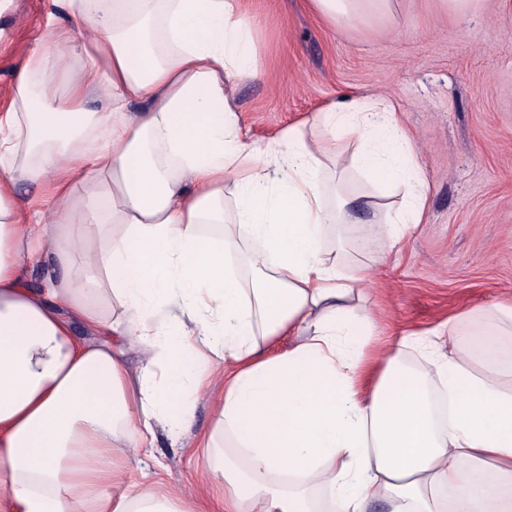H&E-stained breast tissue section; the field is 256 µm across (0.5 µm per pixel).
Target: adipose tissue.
<instances>
[{
	"label": "adipose tissue",
	"mask_w": 512,
	"mask_h": 512,
	"mask_svg": "<svg viewBox=\"0 0 512 512\" xmlns=\"http://www.w3.org/2000/svg\"><path fill=\"white\" fill-rule=\"evenodd\" d=\"M57 2L73 25L47 26L0 114L11 512H199L200 497L211 512H369L376 498L387 512H512V302L449 321V353L421 336L389 348L355 305L370 270L342 266L425 219L429 186L392 103L334 101L258 147L232 92L262 74L243 0ZM305 3L340 29L394 6ZM58 49L78 62L65 76ZM93 79L102 112L85 107ZM351 171L405 203H370L384 236L330 259L323 233L358 222ZM20 174L42 187L26 211ZM33 257L57 270L38 289L23 282ZM200 395L214 416L195 443L203 493L133 481L154 424L180 440Z\"/></svg>",
	"instance_id": "ef3b65f1"
}]
</instances>
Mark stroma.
I'll use <instances>...</instances> for the list:
<instances>
[{
	"label": "stroma",
	"instance_id": "stroma-1",
	"mask_svg": "<svg viewBox=\"0 0 512 512\" xmlns=\"http://www.w3.org/2000/svg\"><path fill=\"white\" fill-rule=\"evenodd\" d=\"M260 79L234 85L251 144L262 146L331 101L382 96L417 146L430 184L426 221L382 261L366 305L385 336L432 335L448 318L512 300V0H479L465 18L441 0H398L334 30L305 0H248ZM69 25L53 0L0 9V113L47 23ZM143 465L150 480L191 489L203 461L165 429Z\"/></svg>",
	"mask_w": 512,
	"mask_h": 512
}]
</instances>
